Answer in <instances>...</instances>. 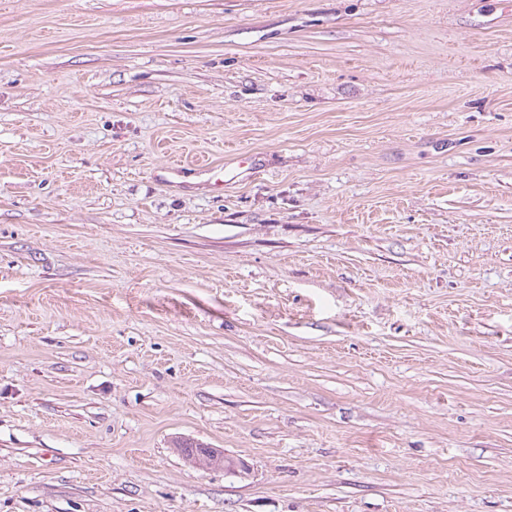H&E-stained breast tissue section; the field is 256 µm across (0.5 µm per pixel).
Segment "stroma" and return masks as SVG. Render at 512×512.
Wrapping results in <instances>:
<instances>
[{"instance_id":"obj_1","label":"stroma","mask_w":512,"mask_h":512,"mask_svg":"<svg viewBox=\"0 0 512 512\" xmlns=\"http://www.w3.org/2000/svg\"><path fill=\"white\" fill-rule=\"evenodd\" d=\"M0 512H512V0H0Z\"/></svg>"}]
</instances>
